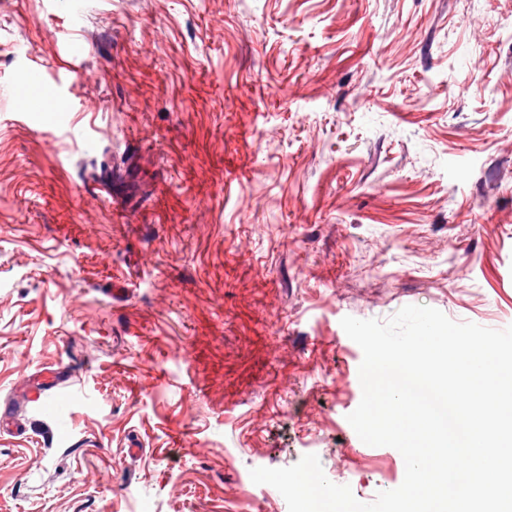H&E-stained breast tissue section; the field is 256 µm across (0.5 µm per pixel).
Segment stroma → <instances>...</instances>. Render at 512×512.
Segmentation results:
<instances>
[{
    "label": "stroma",
    "mask_w": 512,
    "mask_h": 512,
    "mask_svg": "<svg viewBox=\"0 0 512 512\" xmlns=\"http://www.w3.org/2000/svg\"><path fill=\"white\" fill-rule=\"evenodd\" d=\"M407 305L512 325V0H0V512L373 501L340 321ZM61 374L62 372L58 370L46 369L41 372V375H39L37 379H33L32 381H30L28 384V390L29 393L31 394L32 401L38 402L41 405V407L44 405V403L46 406H48L45 400L46 386L57 381ZM54 403L58 407L63 404L62 402L54 401L52 405L48 407H53Z\"/></svg>",
    "instance_id": "stroma-1"
}]
</instances>
